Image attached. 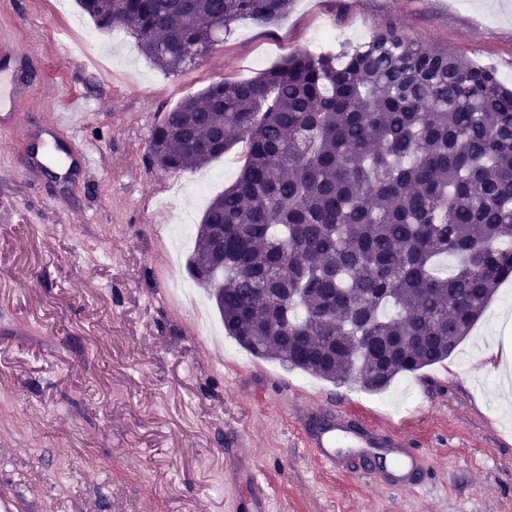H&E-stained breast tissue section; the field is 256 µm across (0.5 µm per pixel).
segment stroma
I'll use <instances>...</instances> for the list:
<instances>
[{
  "mask_svg": "<svg viewBox=\"0 0 512 512\" xmlns=\"http://www.w3.org/2000/svg\"><path fill=\"white\" fill-rule=\"evenodd\" d=\"M391 21L512 85V0H294L280 25L240 22L174 75L128 33L96 32L75 0L0 5V36L28 53L33 87L21 124L0 112L11 127L0 135V484L23 512H233L257 491L272 512H512V373L496 354L512 342L503 294L448 360L374 393L197 335L173 287L179 217L157 200L197 172L151 163L164 113L213 82L368 41ZM87 32L112 54L110 83L78 50ZM63 87L92 111L95 164L73 184L29 181L17 165L26 131L63 111ZM316 403L408 434L427 485L388 488L358 458L322 468L293 417ZM241 457L254 483L237 477Z\"/></svg>",
  "mask_w": 512,
  "mask_h": 512,
  "instance_id": "stroma-1",
  "label": "stroma"
}]
</instances>
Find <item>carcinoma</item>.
I'll use <instances>...</instances> for the list:
<instances>
[{
  "label": "carcinoma",
  "mask_w": 512,
  "mask_h": 512,
  "mask_svg": "<svg viewBox=\"0 0 512 512\" xmlns=\"http://www.w3.org/2000/svg\"><path fill=\"white\" fill-rule=\"evenodd\" d=\"M177 73L293 0H77ZM247 141L186 263L256 358L386 389L450 357L512 274V88L388 22L337 53H291L165 113L149 156L202 167Z\"/></svg>",
  "instance_id": "1"
}]
</instances>
